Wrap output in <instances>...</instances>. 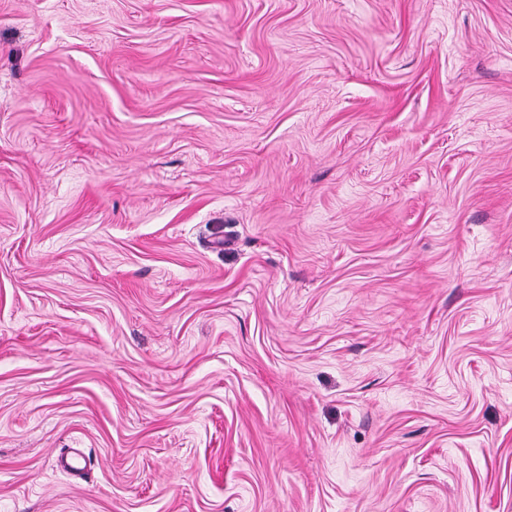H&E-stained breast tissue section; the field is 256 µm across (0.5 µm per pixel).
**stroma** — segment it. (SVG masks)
Listing matches in <instances>:
<instances>
[{
    "label": "stroma",
    "mask_w": 512,
    "mask_h": 512,
    "mask_svg": "<svg viewBox=\"0 0 512 512\" xmlns=\"http://www.w3.org/2000/svg\"><path fill=\"white\" fill-rule=\"evenodd\" d=\"M0 512H512V0H0Z\"/></svg>",
    "instance_id": "stroma-1"
}]
</instances>
